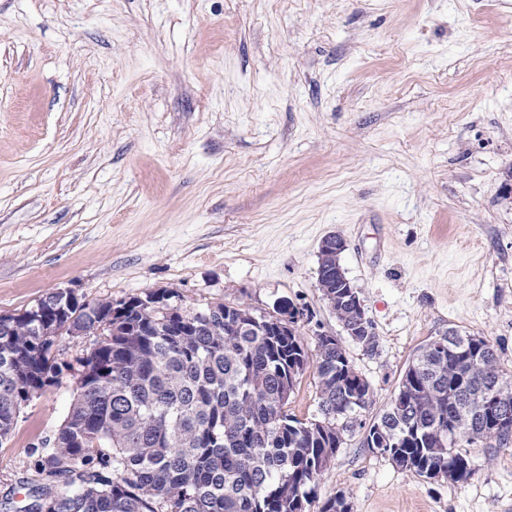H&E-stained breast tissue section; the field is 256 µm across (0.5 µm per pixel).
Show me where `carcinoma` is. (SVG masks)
<instances>
[{"label": "carcinoma", "instance_id": "1", "mask_svg": "<svg viewBox=\"0 0 512 512\" xmlns=\"http://www.w3.org/2000/svg\"><path fill=\"white\" fill-rule=\"evenodd\" d=\"M336 261L317 284L338 292ZM0 319V442L22 403L68 371L77 394L56 436L31 449L37 484L16 512H306L321 466L350 432L351 403L372 404L336 343L304 345L274 330V315L238 304L143 307L115 315L112 333L71 364L57 338L69 319L94 328L107 299L68 307L60 290ZM315 359L318 416L288 411ZM368 448L423 477L453 468L465 483L476 466L463 447L512 444V377L483 336L448 330L422 346L369 432ZM320 512H351L344 494Z\"/></svg>", "mask_w": 512, "mask_h": 512}]
</instances>
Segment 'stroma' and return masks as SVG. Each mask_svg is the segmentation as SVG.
I'll return each instance as SVG.
<instances>
[{"label":"stroma","mask_w":512,"mask_h":512,"mask_svg":"<svg viewBox=\"0 0 512 512\" xmlns=\"http://www.w3.org/2000/svg\"><path fill=\"white\" fill-rule=\"evenodd\" d=\"M340 264L378 347L317 286ZM56 289L301 310L389 406L420 347L489 339L512 375V0H0V313ZM71 373L0 442V512ZM345 435L307 512H512V449L454 483Z\"/></svg>","instance_id":"obj_1"}]
</instances>
